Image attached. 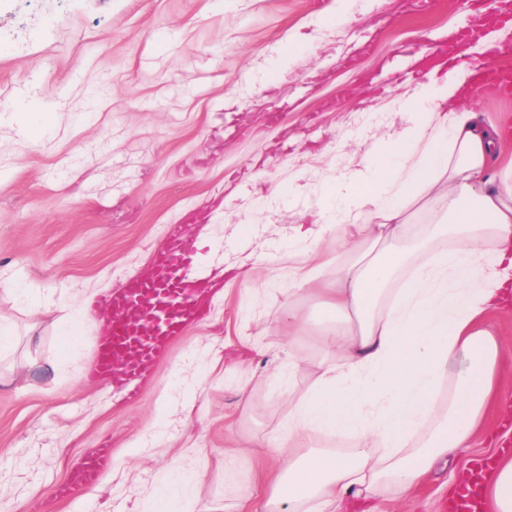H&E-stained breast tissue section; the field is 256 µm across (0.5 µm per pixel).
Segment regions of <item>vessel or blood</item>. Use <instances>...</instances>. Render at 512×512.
<instances>
[{
    "label": "vessel or blood",
    "instance_id": "obj_1",
    "mask_svg": "<svg viewBox=\"0 0 512 512\" xmlns=\"http://www.w3.org/2000/svg\"><path fill=\"white\" fill-rule=\"evenodd\" d=\"M471 39V33H462L454 54L457 63L474 71L475 93L492 92L512 98V42L491 48L476 62L467 53ZM195 256L192 243L178 231H171L165 248L153 262L155 272L166 274V281L155 282L152 275L136 276L106 298L105 330L90 379L119 385L130 379H143L168 344L189 323L203 318L206 291L198 279L187 274ZM111 461V447L100 445L71 473L67 483L56 487V496L72 498L96 487ZM493 465L490 457L473 462L474 475L456 491L451 512H481L479 476Z\"/></svg>",
    "mask_w": 512,
    "mask_h": 512
}]
</instances>
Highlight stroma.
Returning <instances> with one entry per match:
<instances>
[{
	"label": "stroma",
	"instance_id": "obj_1",
	"mask_svg": "<svg viewBox=\"0 0 512 512\" xmlns=\"http://www.w3.org/2000/svg\"><path fill=\"white\" fill-rule=\"evenodd\" d=\"M322 32L319 56L297 54L284 80L250 102L246 69L268 73L289 32L313 31L314 0H0V273L24 277L45 305L0 301L9 348L0 351V505L18 512H161L175 476L191 478L186 500L209 512H239L266 497L251 472L275 461L252 444L288 419V402L311 387L318 341L289 336L288 297L265 272L239 279L220 305L188 327L130 400L88 375L102 333L91 323L71 338L57 302L107 297L150 267L169 228L220 242L235 264L260 240L287 244L304 221L300 203L267 206L268 184L295 175L321 182L343 165L358 133L391 119L408 78H421L422 37L458 27L455 6L415 16L405 0L369 8ZM38 111L12 123L17 101ZM232 204H225L227 192ZM259 223L247 237L242 222ZM506 348L500 408L512 410V305L489 320ZM299 363L293 385L272 379L275 361ZM253 373L241 403L240 366ZM196 391L192 419L181 404ZM110 441L114 469L83 498L51 492ZM497 426L484 443L439 462L400 499H348L343 512H447L456 477L497 454Z\"/></svg>",
	"mask_w": 512,
	"mask_h": 512
}]
</instances>
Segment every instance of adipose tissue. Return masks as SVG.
Instances as JSON below:
<instances>
[{"instance_id":"1","label":"adipose tissue","mask_w":512,"mask_h":512,"mask_svg":"<svg viewBox=\"0 0 512 512\" xmlns=\"http://www.w3.org/2000/svg\"><path fill=\"white\" fill-rule=\"evenodd\" d=\"M470 71L431 68L397 99L400 123L357 139L346 170L316 189L293 229L283 276L327 322L307 399L258 440L287 460L261 479L266 512H340L352 497H401L435 461L472 448L498 404L503 344L485 329L512 285V161L469 106ZM441 202L411 246L409 209ZM343 436L348 456L313 448ZM488 512H512V457L484 485Z\"/></svg>"}]
</instances>
